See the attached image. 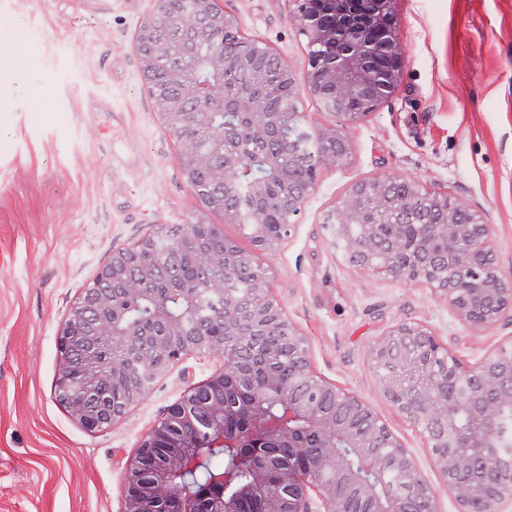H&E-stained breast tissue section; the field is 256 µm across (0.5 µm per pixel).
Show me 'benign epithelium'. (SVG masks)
I'll list each match as a JSON object with an SVG mask.
<instances>
[{
  "label": "benign epithelium",
  "instance_id": "benign-epithelium-1",
  "mask_svg": "<svg viewBox=\"0 0 512 512\" xmlns=\"http://www.w3.org/2000/svg\"><path fill=\"white\" fill-rule=\"evenodd\" d=\"M285 2L313 48L308 54L309 93L350 124L366 120L403 78L406 51L396 33L394 0ZM194 6L212 39L224 41V47L207 56L205 68L222 80L248 70L249 89L230 97L222 94L220 85L198 80L183 100L153 99L154 110L170 128L205 126L214 112L224 110L247 117L256 133L281 136L280 112L271 105L274 91L286 84L291 102L299 96L288 64L271 48L242 49L237 26L221 0H194ZM182 23V17L163 8L142 18L134 46L146 88H151L150 76L162 56L183 52L179 42L157 41L159 26ZM313 137L323 148V166L343 162L351 154L350 142L334 126L315 125ZM238 138V125H224L220 147L225 162L219 168L212 166L211 155L182 144V168L208 170L224 196H234L242 163L231 162ZM265 164L271 177L250 187L251 223L256 245L269 249L274 245L267 232L271 185L286 190L288 208L296 215L321 165L310 167L300 186L279 155L268 156ZM388 212L399 219L391 227L395 238L404 236L402 225H421L420 239L401 253L383 234L381 218ZM336 213L348 254L374 253L394 279L427 285L472 332L488 333L512 317V282L498 273L492 225L464 201L427 191L417 179L385 173L353 184L337 202ZM151 248L153 237L148 236L131 248L112 251L95 276L98 289L84 291L72 302L57 336L56 398L83 428L102 431L147 398L158 377L182 358L205 354L224 359V366L167 409L180 418L178 438H173L165 417L141 438L126 463L121 512H438L436 492L414 476L412 456L358 397L321 381L325 394L336 401L333 413L319 401L296 399L288 381L276 375L257 377L240 367L230 345L207 328L199 327L188 341L176 343L173 338L185 335L186 321L162 308L147 320L130 321L118 298L157 297L162 292L151 287L150 270L137 267L138 252ZM252 259L228 245L207 254L209 268L219 272ZM135 267L139 272L134 275ZM256 323L288 336L295 370L313 372L307 337L269 288L252 290L245 314L237 306H224V335L235 341L247 339ZM114 341L123 354L103 370L87 356V348ZM428 342L448 355L449 371L436 372L429 356L418 352ZM511 348L512 336L504 337L470 363L425 325L401 323L387 329L369 349L382 394L396 412L428 433L434 467L460 512H498L499 505L512 498V488L501 481L491 443L498 411L512 406V363L503 360ZM133 371L139 383L124 403H112V389L128 387ZM271 393L280 403L277 416L266 410ZM195 404L205 412L206 439L237 450L239 462L250 472L249 481L231 492L209 490L184 497L175 490L176 481L194 470L200 452ZM381 435L391 438L394 451L388 456L375 448ZM390 467L412 475L405 491L392 492L366 478L382 476Z\"/></svg>",
  "mask_w": 512,
  "mask_h": 512
}]
</instances>
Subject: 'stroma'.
I'll return each mask as SVG.
<instances>
[{"instance_id": "stroma-1", "label": "stroma", "mask_w": 512, "mask_h": 512, "mask_svg": "<svg viewBox=\"0 0 512 512\" xmlns=\"http://www.w3.org/2000/svg\"><path fill=\"white\" fill-rule=\"evenodd\" d=\"M158 0H0V54L25 75L0 112V512H120L133 448L164 409L222 363L187 356L112 428L90 432L58 403L56 336L70 302L114 249L160 226L213 224L246 252L250 228L225 223L188 186L178 144L140 79L134 37ZM243 37L273 49L305 85L308 38L285 0H223ZM407 49L399 89L349 125L308 93L305 120L336 127L350 157L320 170L290 237L257 252L273 294L311 349L314 371L380 413L441 491L422 427L385 400L367 351L400 323L427 325L456 355L478 360L512 335H476L428 286L364 274L345 259L328 218L348 188L397 172L465 199L494 230L512 280V0H398ZM255 251V250H254Z\"/></svg>"}]
</instances>
